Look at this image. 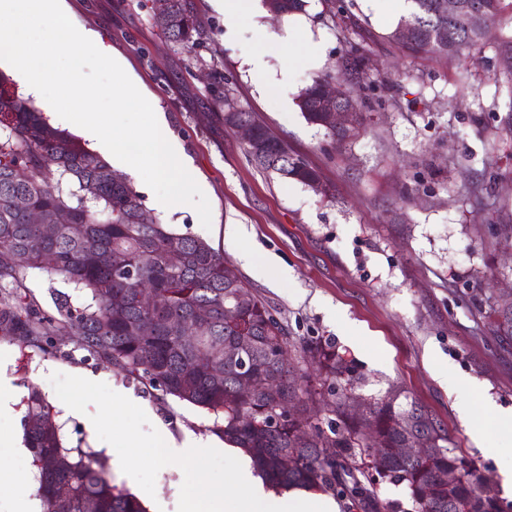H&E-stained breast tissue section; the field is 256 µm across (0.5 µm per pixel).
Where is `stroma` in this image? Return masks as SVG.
<instances>
[{"label":"stroma","mask_w":512,"mask_h":512,"mask_svg":"<svg viewBox=\"0 0 512 512\" xmlns=\"http://www.w3.org/2000/svg\"><path fill=\"white\" fill-rule=\"evenodd\" d=\"M203 38L187 51L166 41L137 0H66L79 31L94 32L99 48L123 59L137 88L163 113L183 159L208 186L210 226L189 204L168 215L140 175L129 181L146 212L178 233L204 239L224 263L249 283L294 337L332 342L351 368L355 392L373 402L393 386L426 405L448 430V448L474 472L499 483L506 458L500 442L512 434L482 404L491 394L512 409V352L502 351L481 305L489 295L512 291V244L499 242L496 224H512V68L492 47L478 61L403 58L388 40L395 24L371 0H354L356 27H345L326 0H307L293 17H238L228 22L212 0H197ZM319 47L309 63L310 44ZM368 60L371 88L345 140L308 124L298 95L314 78L335 75L349 45ZM261 54L271 80L287 79L286 94L258 84L248 60ZM230 94L254 113L292 152L316 167L325 193L264 173L224 124L218 97ZM238 237H224L226 225ZM254 261L243 264L241 249ZM43 314L56 315V300L80 305L82 291L63 277L38 270L23 280ZM359 331L362 344L347 341ZM0 364L13 386H37L58 413L69 447L96 452L105 464L129 457L130 448L103 426L90 434L84 411L110 412L116 391L128 394L125 426L138 437L213 436L205 410L162 396L129 380L112 364L90 358L73 344L60 351L21 348L0 336ZM96 377L88 393L72 369ZM465 378L447 393L441 371ZM471 406L469 420L455 405ZM155 415L156 424L143 418ZM486 434L484 448L471 442ZM194 464L146 458L137 479L112 483L143 504L166 503L179 512L195 491ZM30 454L0 458V512H17L34 490Z\"/></svg>","instance_id":"1"}]
</instances>
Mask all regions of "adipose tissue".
<instances>
[{"instance_id":"adipose-tissue-1","label":"adipose tissue","mask_w":512,"mask_h":512,"mask_svg":"<svg viewBox=\"0 0 512 512\" xmlns=\"http://www.w3.org/2000/svg\"><path fill=\"white\" fill-rule=\"evenodd\" d=\"M194 481L199 492L184 500L181 512H339L332 498L306 489L272 493L246 455L236 457L223 483L208 481L201 469Z\"/></svg>"}]
</instances>
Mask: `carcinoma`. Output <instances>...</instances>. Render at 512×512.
<instances>
[{
  "label": "carcinoma",
  "instance_id": "obj_1",
  "mask_svg": "<svg viewBox=\"0 0 512 512\" xmlns=\"http://www.w3.org/2000/svg\"><path fill=\"white\" fill-rule=\"evenodd\" d=\"M462 17L443 21L439 0H412L387 38L409 57L436 56L448 60L470 57L485 45L512 59V36H493L476 14H498L512 2L461 0ZM163 38L185 50L200 37L194 0H165L152 14ZM415 25L412 39L400 29ZM346 85V103L355 108L368 87L364 58L351 47L337 62ZM318 77L299 96L307 123L323 126ZM255 164L283 179L309 188L322 184L320 172L298 158L286 143L275 140L265 148L246 146ZM11 198L54 215L69 213L74 222L59 224L46 241L41 225L29 214L8 205ZM144 212L139 194L127 181L117 182L109 163L75 137L51 126L42 112L15 95H0V288L10 289L0 302V334L16 336L26 347L46 352L71 341L89 356L108 362L138 382L149 385L214 416L224 441L250 455L258 472L275 488L292 487L333 492L348 507L391 512L381 500L378 482L403 484L412 512H500L498 493L486 489L465 458L445 446L448 435L421 404L400 402L402 390L392 388L368 406L354 405L351 380L336 349L327 343L295 338L240 278L224 275V258L204 240L177 234L157 221L140 222ZM181 249L176 267L168 262L172 246ZM57 255L46 265L42 252ZM101 253L112 262L97 261ZM28 270L60 275L85 293L74 306L67 299L58 316L40 314L22 292ZM143 288L164 298L151 312L139 304ZM245 319L255 375L267 380L252 397L237 395L243 374L240 363L224 360V346L238 337L235 320ZM500 346H512V306L489 304ZM196 326V336L184 338L183 323ZM346 387L336 389V382ZM376 433L367 439L366 428ZM23 430L35 467L34 480L43 512H146L140 500L112 485L104 462L92 451L66 445L55 423L54 406L35 387L25 400ZM414 439L426 449L410 460L396 449ZM63 457L67 466L52 469L47 461ZM288 460V469L281 467ZM457 475L453 499H448V473Z\"/></svg>",
  "mask_w": 512,
  "mask_h": 512
}]
</instances>
